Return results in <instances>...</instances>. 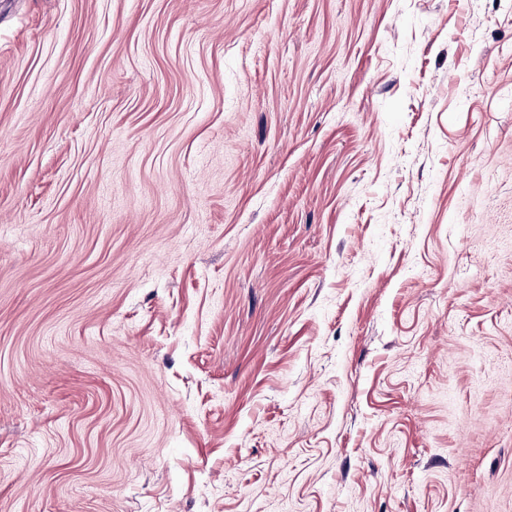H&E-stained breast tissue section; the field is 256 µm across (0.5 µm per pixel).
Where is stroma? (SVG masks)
Here are the masks:
<instances>
[{
	"instance_id": "obj_1",
	"label": "stroma",
	"mask_w": 512,
	"mask_h": 512,
	"mask_svg": "<svg viewBox=\"0 0 512 512\" xmlns=\"http://www.w3.org/2000/svg\"><path fill=\"white\" fill-rule=\"evenodd\" d=\"M0 512H512V0H0Z\"/></svg>"
}]
</instances>
